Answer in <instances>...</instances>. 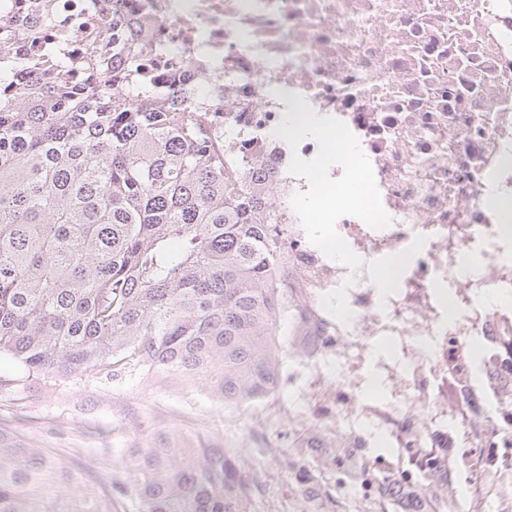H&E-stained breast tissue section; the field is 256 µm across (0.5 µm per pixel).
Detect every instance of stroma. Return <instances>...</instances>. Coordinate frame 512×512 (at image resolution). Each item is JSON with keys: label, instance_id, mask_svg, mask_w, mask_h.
Masks as SVG:
<instances>
[{"label": "stroma", "instance_id": "stroma-1", "mask_svg": "<svg viewBox=\"0 0 512 512\" xmlns=\"http://www.w3.org/2000/svg\"><path fill=\"white\" fill-rule=\"evenodd\" d=\"M0 372L17 377L13 387L0 390V432L43 449L48 459L74 462L101 482L120 472L131 438L178 428L233 449L238 466L255 484L249 512H326L336 498L335 449H325L313 463L299 445L307 432L332 443L336 427L290 419L287 392L232 408L211 400L201 387L186 389L169 377L149 383L135 377L32 382L18 377L17 367L6 361L0 362ZM292 460L308 464V482L289 476ZM310 482L319 489L318 501L307 497Z\"/></svg>", "mask_w": 512, "mask_h": 512}]
</instances>
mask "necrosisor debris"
<instances>
[{"mask_svg":"<svg viewBox=\"0 0 512 512\" xmlns=\"http://www.w3.org/2000/svg\"><path fill=\"white\" fill-rule=\"evenodd\" d=\"M60 13H133L151 25L198 94L228 77L219 109L224 138L272 137L303 96L342 120L369 157L391 218L374 229L346 216L337 230L371 260L425 246L392 296L364 272L332 263L292 207L305 179L266 191L294 230L281 278L288 333L310 373L299 412L336 426L355 464L354 500L452 489L465 512H512V262L489 185L512 198V0H55ZM215 61L200 71L198 57ZM479 274L456 283L453 310L436 285L462 263ZM335 367L336 382L324 371ZM392 393L367 396L369 374ZM390 452H371L374 435ZM500 476L495 495L476 492L469 458Z\"/></svg>","mask_w":512,"mask_h":512,"instance_id":"obj_1","label":"necrosis or debris"}]
</instances>
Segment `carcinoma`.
Returning <instances> with one entry per match:
<instances>
[{"label": "carcinoma", "instance_id": "cac0c4a2", "mask_svg": "<svg viewBox=\"0 0 512 512\" xmlns=\"http://www.w3.org/2000/svg\"><path fill=\"white\" fill-rule=\"evenodd\" d=\"M45 12L0 18V360L34 380L168 374L226 406L279 385L287 227L230 149L211 100L151 80L144 20L112 17L54 69L12 53L44 39ZM110 485L0 438V512H248L249 476L211 439L159 429L131 443Z\"/></svg>", "mask_w": 512, "mask_h": 512}]
</instances>
